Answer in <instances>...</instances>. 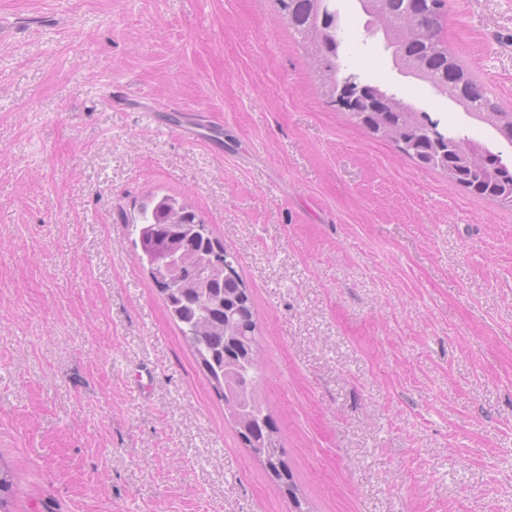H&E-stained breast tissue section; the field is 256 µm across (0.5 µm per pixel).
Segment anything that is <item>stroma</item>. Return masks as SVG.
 Listing matches in <instances>:
<instances>
[{"mask_svg":"<svg viewBox=\"0 0 512 512\" xmlns=\"http://www.w3.org/2000/svg\"><path fill=\"white\" fill-rule=\"evenodd\" d=\"M336 5L342 70L493 143ZM447 5L450 50L512 110V0ZM0 16L12 512H288L139 260L131 222L165 195L239 260L312 512H512V210L331 106L274 0H0ZM202 119L214 135L180 133Z\"/></svg>","mask_w":512,"mask_h":512,"instance_id":"35a3bbf8","label":"stroma"}]
</instances>
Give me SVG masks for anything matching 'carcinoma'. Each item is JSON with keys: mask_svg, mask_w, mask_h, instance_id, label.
I'll use <instances>...</instances> for the list:
<instances>
[{"mask_svg": "<svg viewBox=\"0 0 512 512\" xmlns=\"http://www.w3.org/2000/svg\"><path fill=\"white\" fill-rule=\"evenodd\" d=\"M367 24L382 26L385 48L402 74L427 83L433 91L461 106L465 113L491 126L499 141L512 147V112L503 110L448 48L442 36L447 0H355ZM294 30L313 43L312 64L325 95L345 110L349 119L375 139L393 142L422 166L439 169L469 194L512 208V165L502 153L475 141L443 133L397 95L351 72L339 76L340 14L333 0H276ZM141 242L140 260L153 270L154 250L179 237L184 249L204 260L216 258L224 269L205 288H170L155 284L169 315L224 398V410L251 455L260 461L271 482L283 478L282 496L290 512H305L299 488L285 460L266 401L259 392L263 364L253 302L238 274L233 253L212 236L196 211L172 196H163L141 210L132 224ZM15 474L0 460V512H10Z\"/></svg>", "mask_w": 512, "mask_h": 512, "instance_id": "carcinoma-1", "label": "carcinoma"}]
</instances>
